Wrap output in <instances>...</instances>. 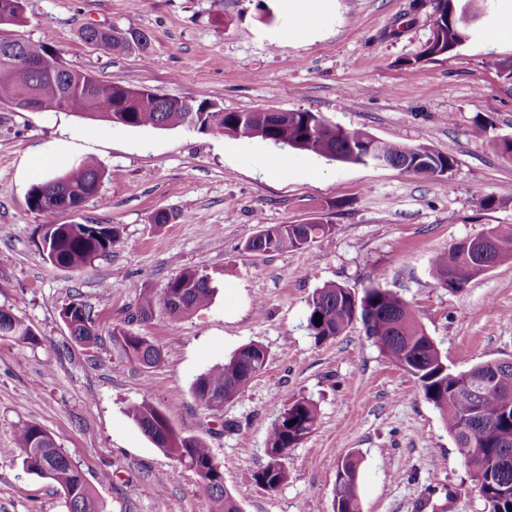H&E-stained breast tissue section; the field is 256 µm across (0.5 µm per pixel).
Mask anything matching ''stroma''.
<instances>
[{"label":"stroma","mask_w":512,"mask_h":512,"mask_svg":"<svg viewBox=\"0 0 512 512\" xmlns=\"http://www.w3.org/2000/svg\"><path fill=\"white\" fill-rule=\"evenodd\" d=\"M289 0H26L23 37L49 40L67 64L106 82L225 111H310L347 130L406 147L426 145L454 164L424 178L392 166L341 163L185 127L130 128L68 112H16L0 101V309L38 341L0 339V512H67L48 479L13 449L37 424L80 467L104 512H209L193 471L157 448L126 414L149 402L181 435L202 439L223 464L242 512H333L342 457L360 453L361 512H486L445 420L414 379L354 323L318 343L308 301L337 283L396 293L453 371L512 359V260L465 288H443L432 257L453 241L512 224V37L488 44L494 0H480L479 37L422 58L433 0H328L312 36L291 40ZM135 28L152 51L109 56L81 27ZM482 136H473L475 126ZM97 159L96 194L63 223L113 224L110 254L86 268L51 264L39 246L30 187ZM171 216L153 221L156 212ZM320 217L332 230L303 249L256 254L246 240L267 226ZM209 274L219 292L195 314L132 320L139 296L161 292L184 269ZM91 307L101 341L76 342L61 318ZM162 350L144 368L120 357L113 326ZM257 342L267 362L223 412L194 397L196 378ZM306 397L314 431L288 452L273 491L254 475L282 408Z\"/></svg>","instance_id":"stroma-1"}]
</instances>
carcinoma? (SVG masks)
<instances>
[{
  "label": "carcinoma",
  "mask_w": 512,
  "mask_h": 512,
  "mask_svg": "<svg viewBox=\"0 0 512 512\" xmlns=\"http://www.w3.org/2000/svg\"><path fill=\"white\" fill-rule=\"evenodd\" d=\"M25 0H0V53L7 44L1 31L26 23ZM440 18H448L444 41L454 44L474 34L478 13L472 0H436ZM84 42L108 54L138 52L148 54L150 37L140 31L134 35L127 29L113 27L106 32L85 26L80 30ZM21 61L14 65L0 64V101L12 102L24 93L34 94L42 104L64 105L65 111L98 118L114 125L132 128L187 127L200 133L224 132L251 140L260 138L276 145L313 153L343 163L366 164L367 149L363 146L369 134L362 130H343L326 122L314 112H290L288 122H276L267 112H222L216 102L202 99H180L167 102L154 92H146L132 101L131 111H112L119 105L125 89L119 82L105 83L84 70L63 73L59 69L60 52L48 41L22 40L17 49ZM33 60L38 69H27L23 61ZM380 154L395 165H401L404 146L381 140ZM453 166V159L429 147L424 160L414 173L437 178ZM99 163L86 158L68 172L33 185L27 195L29 209L42 218L41 248L54 265L80 269L105 255L118 238V230L108 224H60L57 222L58 201L80 208L94 194L104 178ZM332 225L314 218L304 224H280L266 227L265 236L250 237L245 248L255 241L266 252L302 249L329 233ZM486 235L492 241L485 249L478 245L464 246L453 242L448 250L433 258L435 279L444 287L457 290L484 274V265L494 259H512V225L498 224ZM217 293L213 278L196 270L186 269L172 279L159 293L145 292L136 305L133 320L147 321L158 315L181 319L208 306ZM321 323H316V315ZM62 318L75 341L94 345L100 340L93 313L81 303H71L62 311ZM362 322L366 334L373 338L393 363L410 374L424 397L445 419L457 446L478 448L481 453L463 456L469 477L480 487L487 512H512V361L494 360L478 364L467 371L444 370L438 351L417 322L413 312L396 294L371 286L361 297L339 284L317 289L308 303L307 323L318 343L339 336L354 321ZM112 341L128 361L143 367L157 365L162 357L159 346L149 338L115 326ZM0 337L33 344L37 336L31 327L9 311L0 310ZM267 358L259 343H249L227 361L202 373L194 382V395L206 409L219 412L210 393L221 394L231 401L251 381L253 365ZM151 442L188 466L206 493L211 512H241L239 505L224 484V469L211 449L196 437L178 434L166 414L159 408L141 402L126 409ZM317 405L310 399H293L283 407L280 420L268 438V462L255 474V481L269 491L276 490L288 478L284 460L288 450L317 424ZM294 425H289V422ZM16 450L24 467L31 473L52 480L63 491L68 512H101L94 491L83 471L60 447L54 436L37 424L25 425L17 434ZM360 457L347 454L336 475L335 497L340 512H360L357 480Z\"/></svg>",
  "instance_id": "1"
}]
</instances>
